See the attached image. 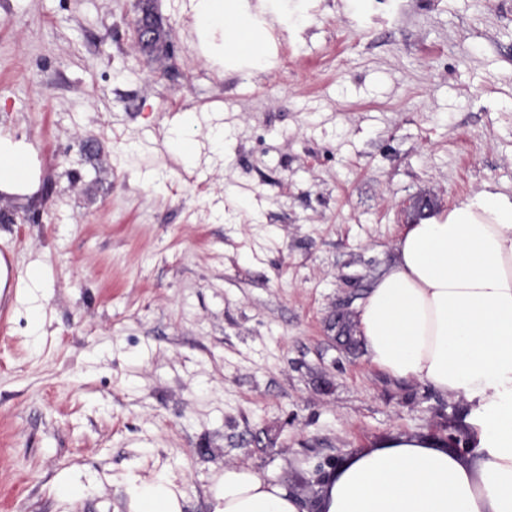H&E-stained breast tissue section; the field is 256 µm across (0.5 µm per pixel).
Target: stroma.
Wrapping results in <instances>:
<instances>
[{
  "instance_id": "35a3bbf8",
  "label": "stroma",
  "mask_w": 512,
  "mask_h": 512,
  "mask_svg": "<svg viewBox=\"0 0 512 512\" xmlns=\"http://www.w3.org/2000/svg\"><path fill=\"white\" fill-rule=\"evenodd\" d=\"M145 5L153 53L130 46ZM192 14L0 0V135L36 167L34 191H0V512H129L128 483L158 476L210 512L228 464L311 499L351 450L469 448L466 401L331 323L403 225L512 195V0H282L249 73L202 55ZM188 112L190 160L169 139Z\"/></svg>"
}]
</instances>
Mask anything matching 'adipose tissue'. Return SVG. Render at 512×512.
Listing matches in <instances>:
<instances>
[{
	"label": "adipose tissue",
	"mask_w": 512,
	"mask_h": 512,
	"mask_svg": "<svg viewBox=\"0 0 512 512\" xmlns=\"http://www.w3.org/2000/svg\"><path fill=\"white\" fill-rule=\"evenodd\" d=\"M217 58L268 63L264 30L242 0H196ZM26 144L0 136V188L34 180ZM396 259L359 306L356 337L374 366L471 405L475 448L399 437L348 454L305 500L252 467L225 466L212 512H512V196L482 190L409 225ZM130 512H182L158 477L128 488Z\"/></svg>",
	"instance_id": "adipose-tissue-1"
}]
</instances>
